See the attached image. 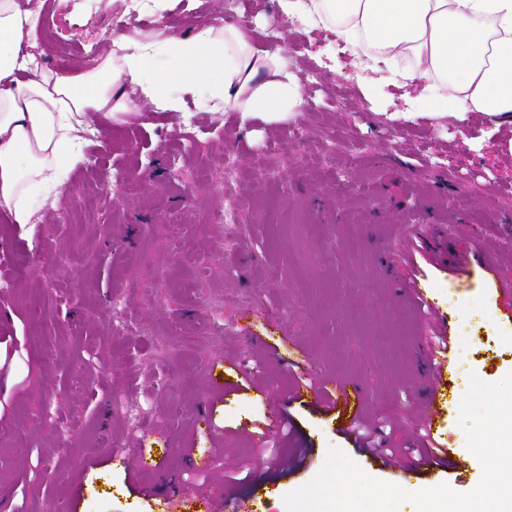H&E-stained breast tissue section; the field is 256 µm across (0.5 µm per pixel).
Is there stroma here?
Listing matches in <instances>:
<instances>
[{
    "label": "stroma",
    "mask_w": 512,
    "mask_h": 512,
    "mask_svg": "<svg viewBox=\"0 0 512 512\" xmlns=\"http://www.w3.org/2000/svg\"><path fill=\"white\" fill-rule=\"evenodd\" d=\"M119 0H45L47 66L74 71L121 32L191 33L273 14L276 0H179L123 18ZM306 104L268 120L146 102L99 119L65 194L37 224L0 218V503L5 512H287L329 448L369 476L416 491L477 487L458 426L469 373L512 372V124L437 118L421 85L339 55L327 29L268 28ZM236 167L225 170V156ZM237 221L224 223L225 207ZM497 265L494 280L479 270ZM454 332L448 408L433 433L459 471L392 474L354 444L335 412L289 401L302 356L360 388L365 417L406 449L435 347ZM242 373L224 391L214 364ZM169 384L159 388L155 371ZM146 455L148 469L114 464ZM302 456L300 466L276 469ZM210 457L208 468L199 461Z\"/></svg>",
    "instance_id": "35a3bbf8"
}]
</instances>
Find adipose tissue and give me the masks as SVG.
Returning a JSON list of instances; mask_svg holds the SVG:
<instances>
[{
    "label": "adipose tissue",
    "instance_id": "1",
    "mask_svg": "<svg viewBox=\"0 0 512 512\" xmlns=\"http://www.w3.org/2000/svg\"><path fill=\"white\" fill-rule=\"evenodd\" d=\"M44 0H0V215L25 226L40 195L62 194L86 161L92 112L134 111L138 100L181 110L186 97L214 112L280 120L300 111L303 86L281 48L260 47L252 23L203 25L192 34H122L94 68L45 66ZM280 14L332 29L345 49L424 83L434 116L480 112L512 123V0H277Z\"/></svg>",
    "mask_w": 512,
    "mask_h": 512
}]
</instances>
